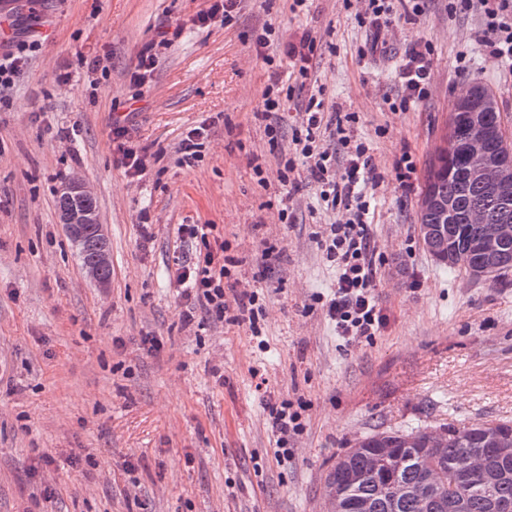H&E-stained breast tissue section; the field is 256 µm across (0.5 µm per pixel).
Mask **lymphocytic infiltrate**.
<instances>
[{
  "label": "lymphocytic infiltrate",
  "mask_w": 512,
  "mask_h": 512,
  "mask_svg": "<svg viewBox=\"0 0 512 512\" xmlns=\"http://www.w3.org/2000/svg\"><path fill=\"white\" fill-rule=\"evenodd\" d=\"M361 24L373 31L387 27L395 6H402L405 16L413 19L423 15L428 0H364ZM450 13L478 11L483 21L482 44L490 55L512 70V0H448ZM317 45L311 37H303L292 47L291 57L298 61L296 82L290 86L270 80L262 93L256 112L264 124L270 142H278L280 124L289 101L295 93L306 98L293 131V155L282 156L278 178L281 184L296 185L297 159H304L309 177L318 184L320 198L338 218L328 224L317 238L326 262L336 271V284L331 297L315 294V302L323 306L325 319L337 336L349 342L371 341L385 326L386 316L379 307L374 290L378 265L376 249L370 233L368 188L375 179V165L367 144L354 139L353 114L329 112L321 91L312 90L313 58ZM433 49L431 43H411L400 74L399 107L426 100L430 95ZM112 140L119 154L118 161L132 179L143 177L151 156L146 149L132 145L129 130L121 118L112 120ZM210 224H182L178 227L181 242L191 246L192 256L175 257L173 277L182 289L186 306L182 313L185 324H194L198 314L231 324L248 326L257 331L262 311L256 291H241L235 314H228L224 302L227 280L231 278L232 257L223 248L213 247ZM271 426L277 435V457L287 460L288 441L303 430L300 412L288 402L268 404Z\"/></svg>",
  "instance_id": "obj_1"
}]
</instances>
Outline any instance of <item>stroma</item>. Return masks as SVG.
<instances>
[{
  "label": "stroma",
  "mask_w": 512,
  "mask_h": 512,
  "mask_svg": "<svg viewBox=\"0 0 512 512\" xmlns=\"http://www.w3.org/2000/svg\"><path fill=\"white\" fill-rule=\"evenodd\" d=\"M7 2L8 43L41 47L0 93V512H325V478L356 437L512 420V274L476 281L443 269L416 229L456 97L491 88L512 137V73L476 41L478 14L430 0L381 45L359 22V0H307L298 11L288 0H239L230 23L204 27L193 20L207 0ZM266 25L275 35L262 60L252 37ZM176 26L151 82L134 87L138 54ZM306 35L320 48L314 77L326 104L355 114L353 135L376 167L371 232L388 322L368 343H346L312 305L332 286L315 234L335 216L307 174L297 190L281 185L280 150L254 117L270 76L293 83L288 50ZM417 39L433 47L432 94L391 108ZM132 98V139L153 156L138 181L116 165L110 139L113 110ZM203 123L200 160L178 166L183 133ZM405 150L416 164L411 194L394 170ZM74 176L107 227L104 288L59 221L56 196ZM283 205L291 223L278 219ZM182 224L215 225L233 277L259 293L261 337L211 318L184 325L171 271L190 252ZM265 240L282 248L267 272ZM147 334L162 341L159 354L140 349ZM297 399L305 430L280 463L265 404ZM42 453L56 463L32 473Z\"/></svg>",
  "instance_id": "stroma-1"
}]
</instances>
